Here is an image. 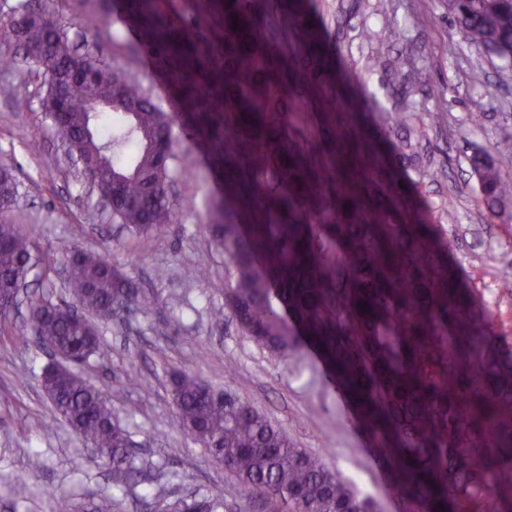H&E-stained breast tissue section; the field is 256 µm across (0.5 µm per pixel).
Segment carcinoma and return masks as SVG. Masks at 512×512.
Returning a JSON list of instances; mask_svg holds the SVG:
<instances>
[{"label": "carcinoma", "instance_id": "obj_1", "mask_svg": "<svg viewBox=\"0 0 512 512\" xmlns=\"http://www.w3.org/2000/svg\"><path fill=\"white\" fill-rule=\"evenodd\" d=\"M88 30L108 21L128 29L126 68L80 53L52 18L51 0H19L0 19V42L18 43L32 63L47 55L63 69L47 82L46 117L84 160L82 175L112 194L108 217L133 236H160L173 223L170 186L178 160L173 128L212 152L224 192L207 228L230 270L224 306L240 331L275 356L321 353L391 468L405 512H512V359L468 305L448 269V240L413 222L410 204L374 179L385 158L336 151L331 56L312 30L315 0H82ZM448 15L470 43L512 62V0H448ZM176 104L165 109L138 71L143 55ZM306 57L317 65L314 99L303 89ZM106 100L112 125L102 160L87 139V105ZM131 153L132 166L120 164ZM487 212L501 216L512 183L485 151L469 158ZM19 189L0 166V212ZM40 266L32 232L0 223V336H9L15 288ZM65 287L90 320L150 309L149 295L105 251L75 250ZM365 310H360V307ZM33 334L79 363L108 358L98 327L72 306L29 302ZM56 417L96 457L129 480L130 433L101 393L72 366L41 376ZM194 375L173 378L184 434L224 463L267 512H369L336 473L230 390L203 394ZM221 498L183 501L181 512H218Z\"/></svg>", "mask_w": 512, "mask_h": 512}]
</instances>
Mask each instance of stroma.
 <instances>
[{"mask_svg":"<svg viewBox=\"0 0 512 512\" xmlns=\"http://www.w3.org/2000/svg\"><path fill=\"white\" fill-rule=\"evenodd\" d=\"M313 20L340 51L334 77L336 129L368 140L380 153L399 149L389 172L394 190L415 204L422 223L452 241L451 266L475 302L489 316L497 344L512 351V206L507 220L490 218L479 201V187L468 157L492 150L512 136V68L491 59L451 27L446 0H317ZM54 19L70 39L114 68L126 63V31L106 23L84 27L74 0H56ZM399 30L398 42L380 41L378 31ZM0 57L15 63L0 69V165L20 184L15 219L31 225L41 252L49 255V277L30 275L27 292L68 299L63 286L67 251L72 246L109 250L113 265L154 299L148 314L130 313L99 326L109 362L89 360L85 378L102 393L114 418L137 444V472L116 485L112 467L96 458L65 424L55 422L41 385L49 362L38 346L26 314L13 321L14 339L0 343V512H53L54 499L69 498L73 512H171L187 495L220 496L223 512H262V502L236 483L223 464L182 431L171 395L175 373L187 372L221 390L230 389L263 411L297 447L315 454L338 472L374 512H402L388 470L370 452L365 430L343 397L330 385L325 364L311 351L275 357L243 335L224 306L222 288L228 260L206 228L208 200L220 188L207 157L190 140L177 147L182 164L200 179L175 180L173 224L162 236H131L98 207L90 189L65 160L61 136L43 110L46 77L25 61L16 45L0 43ZM430 71L435 86H403L391 63L396 58ZM388 112L407 117L405 128L386 135ZM445 113L435 127L431 113ZM440 167L445 177L429 181L424 166ZM202 276L189 281L185 266ZM172 322L160 335L156 324ZM235 370L225 375L224 362ZM137 376L142 386L131 387ZM39 454L42 466L28 475L27 461Z\"/></svg>","mask_w":512,"mask_h":512,"instance_id":"obj_1","label":"stroma"}]
</instances>
